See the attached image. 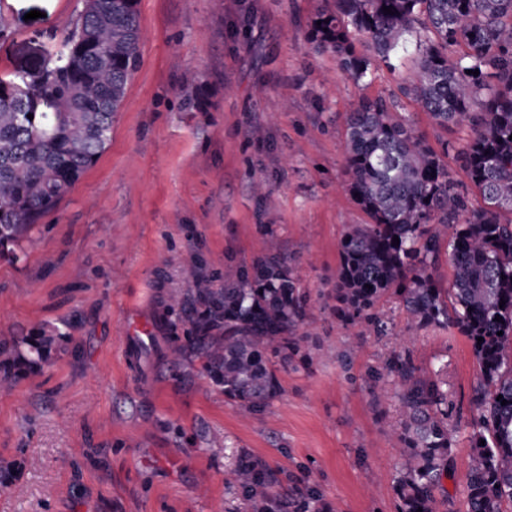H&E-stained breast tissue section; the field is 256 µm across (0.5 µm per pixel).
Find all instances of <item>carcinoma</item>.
I'll list each match as a JSON object with an SVG mask.
<instances>
[{"label": "carcinoma", "mask_w": 512, "mask_h": 512, "mask_svg": "<svg viewBox=\"0 0 512 512\" xmlns=\"http://www.w3.org/2000/svg\"><path fill=\"white\" fill-rule=\"evenodd\" d=\"M360 37L366 53L356 49ZM140 41L135 0H84L76 26L26 87L59 110L28 118L16 82L0 79V256L31 237L105 150ZM306 41L314 52L336 54L356 83L382 66L396 71L405 54L414 58V76L340 116L348 191L369 223L349 225L340 239L336 313L357 336H385L389 323L377 305L395 296L415 328L451 327L468 338L479 377L464 512H503V503L512 505V0H321ZM403 96L441 130L463 126L468 138L458 145L440 138L433 148L399 111ZM452 153L470 186L449 168ZM445 262L448 287L432 274ZM184 315L189 328L171 337L173 354L194 353L224 397L248 413L281 391L274 359H313L296 338L308 295L272 235L236 283L199 281ZM24 341L43 362L53 338ZM30 364L0 361V382L11 384ZM388 379L399 409L388 433L403 447L399 512H445L438 490L454 470L448 394L407 351L367 372L376 400ZM229 476L250 492L253 512H266L272 491L261 462L243 455Z\"/></svg>", "instance_id": "carcinoma-1"}]
</instances>
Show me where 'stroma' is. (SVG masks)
I'll list each match as a JSON object with an SVG mask.
<instances>
[{
	"instance_id": "obj_1",
	"label": "stroma",
	"mask_w": 512,
	"mask_h": 512,
	"mask_svg": "<svg viewBox=\"0 0 512 512\" xmlns=\"http://www.w3.org/2000/svg\"><path fill=\"white\" fill-rule=\"evenodd\" d=\"M320 0H136L140 64L97 162L44 217L14 259L0 258V344L31 357L24 336L56 342L47 364L0 385V463L21 467L0 512H252L228 472L261 461L282 512H397L403 448L366 373L390 351L448 390L454 471L443 480L461 512L478 376L457 329H410L396 297L392 330L356 336L336 316L339 242L367 223L347 191L334 116L395 89L379 69L354 84L334 53L305 34ZM83 0H0V78L38 67L76 24ZM39 19H28L30 11ZM264 138H255L254 127ZM264 182L265 194L254 185ZM275 235L309 295L302 326L314 358L279 368L281 394L243 412L191 353L124 350L129 325L157 324L196 280H234Z\"/></svg>"
}]
</instances>
